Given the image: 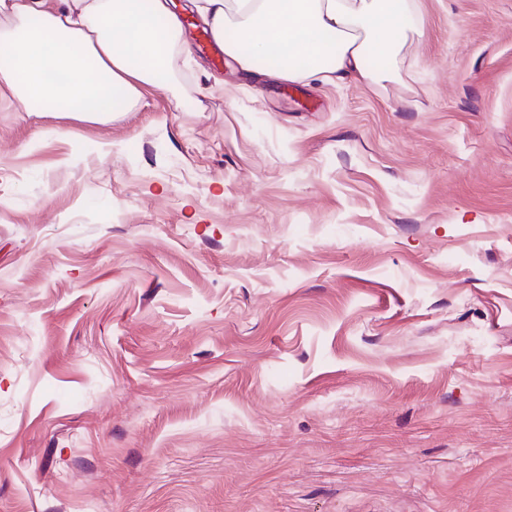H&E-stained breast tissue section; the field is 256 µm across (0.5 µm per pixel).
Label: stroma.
<instances>
[{
    "label": "stroma",
    "instance_id": "35a3bbf8",
    "mask_svg": "<svg viewBox=\"0 0 512 512\" xmlns=\"http://www.w3.org/2000/svg\"><path fill=\"white\" fill-rule=\"evenodd\" d=\"M392 79L188 56L107 123L0 89V512H512V0Z\"/></svg>",
    "mask_w": 512,
    "mask_h": 512
}]
</instances>
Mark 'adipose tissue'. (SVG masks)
I'll return each instance as SVG.
<instances>
[{
	"label": "adipose tissue",
	"mask_w": 512,
	"mask_h": 512,
	"mask_svg": "<svg viewBox=\"0 0 512 512\" xmlns=\"http://www.w3.org/2000/svg\"><path fill=\"white\" fill-rule=\"evenodd\" d=\"M413 0H189L246 73L257 58L284 81L370 82V55L397 58ZM181 28L171 0H0V86L19 112L106 121L142 84L169 77Z\"/></svg>",
	"instance_id": "ef3b65f1"
}]
</instances>
